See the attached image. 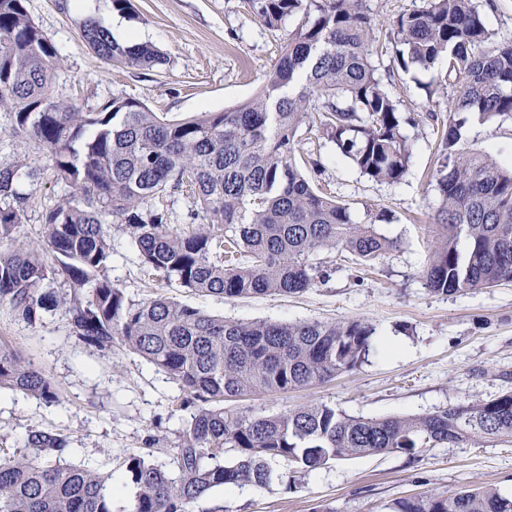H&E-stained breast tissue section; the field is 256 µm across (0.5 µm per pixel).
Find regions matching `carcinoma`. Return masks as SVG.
Wrapping results in <instances>:
<instances>
[{"mask_svg": "<svg viewBox=\"0 0 512 512\" xmlns=\"http://www.w3.org/2000/svg\"><path fill=\"white\" fill-rule=\"evenodd\" d=\"M271 31L299 18L260 90L222 112L171 120L135 99L95 113L57 99L52 40L33 22L28 0H0V107L13 131L52 153L57 179L72 192L41 214L45 236L18 243L33 210L24 165L0 162V306L30 325L62 307L69 335L101 351L120 342L164 372L189 418L175 448L176 474L133 454L136 489L128 512H189L226 485L266 487L272 464L302 472L343 458L411 453L417 448L512 440V392L431 414L363 418L315 402L272 415L228 407L257 392L326 383L356 369L373 328L361 320L239 322L164 296L137 303L107 275L106 224L125 227L142 266L198 295L226 299L302 293L326 277L314 261L342 248L360 262L399 241L358 223L347 204L319 192L295 162L296 137L318 127L364 176L398 182L412 147L376 64L379 40L366 0H243ZM88 47L112 66L166 63L152 45L120 43L94 17L82 24ZM385 39L403 71H434L429 95L453 87L431 184L445 235L424 277L453 294L512 282V165L462 148V128L512 118V40L498 42L475 0H423L401 13ZM189 188L196 228L178 231L153 200ZM465 250H460V243ZM61 282L59 293L54 284ZM58 401L52 379L0 339V390ZM68 436L30 429L27 452L0 455V512H112V475L65 462ZM391 512H512L490 486L393 503Z\"/></svg>", "mask_w": 512, "mask_h": 512, "instance_id": "1", "label": "carcinoma"}]
</instances>
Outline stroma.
Returning a JSON list of instances; mask_svg holds the SVG:
<instances>
[{"mask_svg":"<svg viewBox=\"0 0 512 512\" xmlns=\"http://www.w3.org/2000/svg\"><path fill=\"white\" fill-rule=\"evenodd\" d=\"M82 0H28L34 23L58 49L54 95L80 111L97 112L115 98H134L151 111L181 119L196 112H221L259 89L297 18L277 31L265 28L242 0H133L123 20L166 58L150 70L112 67L100 60L81 35ZM429 72L396 71L389 87L406 122L412 145L410 167L397 183L363 176L321 133L298 138L296 159L314 158L313 183L346 202L356 221L377 213L376 225L401 246L370 269L341 249L321 252L330 276L307 292L291 296L226 299L200 296L150 277L141 267L127 233L111 226L112 279L127 297L140 301L155 293L232 321H333L357 319L373 326L368 355L355 370L322 385L286 393H257L238 406L279 413L323 402L350 416L379 418L425 415L460 404L481 403L512 390V283L441 295L431 293L424 269L443 228L432 223L438 197L430 184L437 165V118L446 117L447 95L428 96ZM13 117L0 109V161L25 158L34 177L20 189L34 201L21 241L43 236L40 215L64 192L47 150L21 143ZM465 148L512 161V120H468ZM0 336L44 370L59 391L47 404L10 390L0 391V448L21 453L31 428L53 429L69 438L70 463L111 474L114 512H128L135 489L125 470L130 454H144L174 470L173 447L188 417L182 394L166 374L122 345L101 351L68 334L64 310L45 314L31 326L0 307ZM265 488L227 487L194 503L191 512H390L398 500L423 494L450 495L492 486L512 496V442L442 445L412 454L333 461L309 472L287 461L274 464Z\"/></svg>","mask_w":512,"mask_h":512,"instance_id":"1","label":"stroma"}]
</instances>
